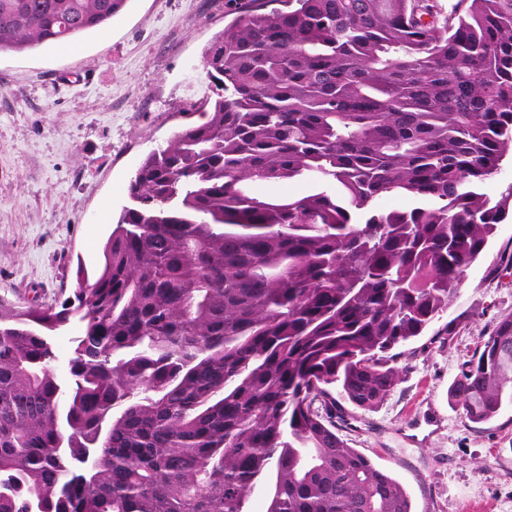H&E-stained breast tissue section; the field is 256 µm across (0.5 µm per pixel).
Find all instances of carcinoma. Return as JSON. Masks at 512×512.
<instances>
[{
    "label": "carcinoma",
    "mask_w": 512,
    "mask_h": 512,
    "mask_svg": "<svg viewBox=\"0 0 512 512\" xmlns=\"http://www.w3.org/2000/svg\"><path fill=\"white\" fill-rule=\"evenodd\" d=\"M127 2L0 0V52ZM203 64L201 121L142 160L96 278L0 303V512H246L259 485L266 512H412L333 391L379 405L512 218V0H249ZM449 397L473 424L512 406V315ZM53 343L58 360L60 361L59 375L66 379V374L63 370V366L68 358L71 356L75 343L74 339L78 335V329L72 327L68 330H62L54 334Z\"/></svg>",
    "instance_id": "cac0c4a2"
}]
</instances>
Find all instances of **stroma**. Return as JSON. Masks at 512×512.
Returning <instances> with one entry per match:
<instances>
[{"instance_id": "1", "label": "stroma", "mask_w": 512, "mask_h": 512, "mask_svg": "<svg viewBox=\"0 0 512 512\" xmlns=\"http://www.w3.org/2000/svg\"><path fill=\"white\" fill-rule=\"evenodd\" d=\"M245 0H128L64 51L0 53V302L70 296L94 274L141 160L209 96L202 54ZM512 314V221L448 309L401 349L375 409L342 402L340 433L396 477L413 512H512V408L484 424L448 396L482 336Z\"/></svg>"}]
</instances>
